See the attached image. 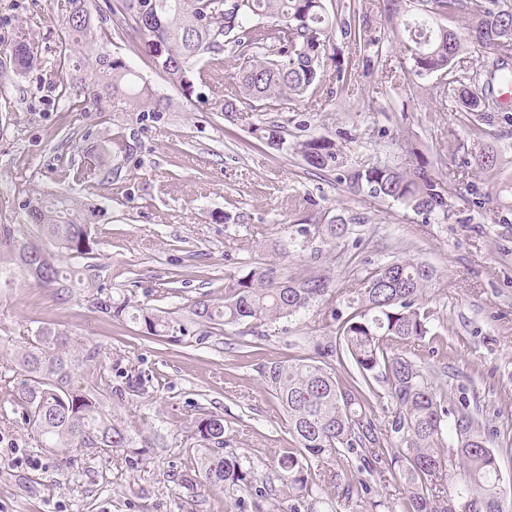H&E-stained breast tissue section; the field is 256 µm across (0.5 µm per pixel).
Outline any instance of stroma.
Here are the masks:
<instances>
[{"mask_svg":"<svg viewBox=\"0 0 512 512\" xmlns=\"http://www.w3.org/2000/svg\"><path fill=\"white\" fill-rule=\"evenodd\" d=\"M67 0H0V225L20 224L26 200L62 192L95 212L96 262L102 284L128 314L147 309L170 323L146 337L136 323L105 320L87 288L59 300L55 289L0 287V368L11 343L51 326L97 347L111 369L103 403L135 440L130 448H91L74 465L39 448L21 420L0 423V512H254L237 496L180 483L181 463L195 444L199 418H224L228 449L250 460L258 486L281 489L273 470L292 444L281 408L257 365L269 359L317 357L337 344L347 301L362 269L394 259L432 266L436 278L419 297L434 311L431 336L410 351L450 407L478 413L512 482V211L498 214L490 196L512 180V108L493 113L481 135L435 96L439 74H407L399 35L382 0H354L380 38L382 57L368 63L359 47L335 36L322 82L305 102L278 111L248 103L225 114L224 93L240 66L231 51L208 64L207 86L166 82L140 50L138 38L117 36L105 11L91 14L98 46L123 59L165 105L158 114L88 105L70 112L59 95L58 56ZM31 46L35 62L16 70L11 49ZM282 126L289 147L275 150L257 129ZM335 141L345 166L308 167L297 142ZM127 152L107 155L109 181L75 179L109 138ZM493 150L496 180L468 169L472 155ZM418 151L450 179L449 211L424 217L393 201L352 191L350 170L406 166ZM349 221L343 239L327 242L320 225ZM276 264L288 271L330 272L331 298L297 318L244 322L217 329L198 321L191 303L224 301V280ZM145 382L129 392L132 377ZM338 473L356 487L351 499L326 485L317 512H365L367 501L395 507L405 484L384 465L363 469L349 454Z\"/></svg>","mask_w":512,"mask_h":512,"instance_id":"1","label":"stroma"}]
</instances>
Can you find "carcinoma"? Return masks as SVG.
<instances>
[{
	"instance_id": "cac0c4a2",
	"label": "carcinoma",
	"mask_w": 512,
	"mask_h": 512,
	"mask_svg": "<svg viewBox=\"0 0 512 512\" xmlns=\"http://www.w3.org/2000/svg\"><path fill=\"white\" fill-rule=\"evenodd\" d=\"M109 4L113 26L131 33L165 79L175 85L195 70L201 83L203 59L234 49L242 59L235 85L225 96L224 111H237V102L248 100L266 112L281 101L300 100L320 82L333 33L340 32L366 45L375 43L368 20L351 26L341 14L330 15L323 0H118ZM63 40L81 41L90 33V0H68ZM389 20L405 33L411 75L421 78L441 73L436 97L452 100L466 115L477 135L496 106L492 82L512 85V68L498 67L481 73L465 66L468 47L512 54V0H384ZM465 14L473 23L464 32L448 29L441 21ZM17 69L34 63L28 45L13 48ZM61 94L71 110L106 100L122 111L133 99L143 101L142 111L159 112L139 76L120 59L99 50L85 61L60 56ZM80 76L72 77L71 72ZM297 152L314 169L341 168L336 143L316 137L297 144ZM476 168L497 174L500 159L494 151L474 156ZM113 170L92 156L78 172L89 182L109 180ZM349 187L375 198L410 206L424 215L448 216V188L428 169V162L414 156L412 168L401 170L375 165L347 172ZM22 224L0 225V282H15L21 268L39 288L96 289L92 306L109 319H120L126 305L112 302V293L98 282L93 263L96 238L92 233L94 211L64 194H48L23 205ZM334 241L349 234L342 218L322 225ZM36 245L46 251L48 264L29 262ZM73 261L64 268L59 256ZM429 265L398 259L366 269L359 278L350 312L339 329L343 350L353 369L338 376L309 357L259 363L264 383L288 418L293 446L277 461V479L291 491L288 512L311 510L310 500L320 494L329 465L358 449L363 467L371 470L384 461L407 487L398 512H455L459 500L467 512H502L501 471L482 422L466 407L450 408L434 391L428 373L404 348L431 332L432 314L418 307L423 290L435 278ZM333 278L326 273L300 272L282 277L273 264L251 269L241 277L224 279V304L201 299L192 306L197 318L218 326L242 321L261 324L296 316L332 296ZM144 330L158 336L170 327L161 316L139 314ZM15 368L23 379L0 380V400L5 410L0 421L17 416L40 447L57 450L75 461L74 453L89 448H129L132 438L123 424L112 418L100 400L98 387L80 381L78 371L107 380L108 368L97 347L77 341L67 332L41 327L19 340ZM382 384L379 394L376 384ZM386 397L393 404L388 428L378 429L371 403ZM200 447L182 463L181 481L194 489L198 478L225 492L253 490L254 469L247 458L224 453V418L206 414L197 423ZM454 446L447 447L446 436ZM463 469L461 481L448 487L454 466ZM255 491V490H253ZM255 495L268 497L266 489Z\"/></svg>"
}]
</instances>
